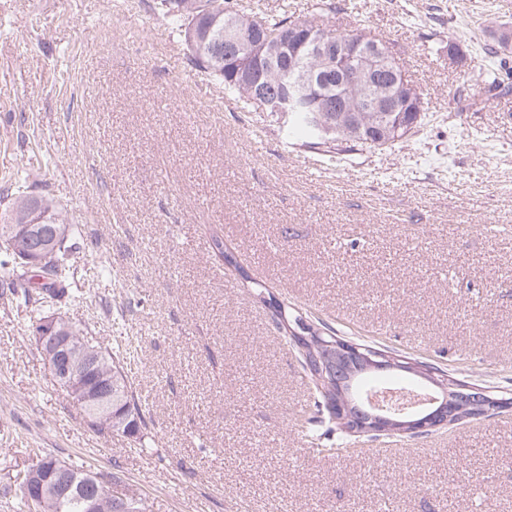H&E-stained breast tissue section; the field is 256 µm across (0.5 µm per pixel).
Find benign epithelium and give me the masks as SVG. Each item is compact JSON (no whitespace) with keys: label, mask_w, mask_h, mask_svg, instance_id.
Here are the masks:
<instances>
[{"label":"benign epithelium","mask_w":512,"mask_h":512,"mask_svg":"<svg viewBox=\"0 0 512 512\" xmlns=\"http://www.w3.org/2000/svg\"><path fill=\"white\" fill-rule=\"evenodd\" d=\"M288 47H310L322 68L330 71L342 68L356 73L357 78L347 82L338 96L321 90V80L304 76L292 84L289 100L314 101L315 116L322 120L329 112H390L392 99L370 94L368 87L379 74L399 71L395 58L386 44L366 48L359 42L341 43L333 34L306 25H297L285 37ZM61 232L48 224H12L0 233V249L13 254L16 261L27 270L45 269L46 260ZM30 335L57 385L69 394L74 403L83 409V422L104 433L114 434L112 421V370L101 368L104 351L98 341L89 336L69 333L67 320L56 313H42L33 320ZM326 356L336 360H352L366 367L389 366L394 369L426 376L441 389L454 391L457 382L447 379L440 370L430 366L392 358L388 352L364 345L350 344L341 339L327 347ZM469 412L475 416H492L501 409V401L491 397L481 387L471 388ZM332 416L348 422L356 434L380 436L391 432L416 434L428 432L454 421L445 413L430 412L403 422L381 411L356 413L349 407L336 403ZM83 494L86 512H132L126 497L112 493L102 483L101 477L90 471L83 477H72V468L65 462L55 465L54 476L44 475L42 465L34 463L28 473L30 501L40 512L68 496L73 490Z\"/></svg>","instance_id":"obj_1"}]
</instances>
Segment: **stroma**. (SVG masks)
Returning <instances> with one entry per match:
<instances>
[{
	"mask_svg": "<svg viewBox=\"0 0 512 512\" xmlns=\"http://www.w3.org/2000/svg\"><path fill=\"white\" fill-rule=\"evenodd\" d=\"M324 22L386 40L432 107L418 131L330 164L286 114L224 107L152 0H0V188L49 177L81 261H111L120 285L68 316L133 345L149 430L89 432L0 294V512L39 449L117 474L142 512H512V407L313 457L291 417L317 396L250 286L512 398V94L479 57L512 0H332ZM215 226L248 279L213 256Z\"/></svg>",
	"mask_w": 512,
	"mask_h": 512,
	"instance_id": "obj_1",
	"label": "stroma"
}]
</instances>
